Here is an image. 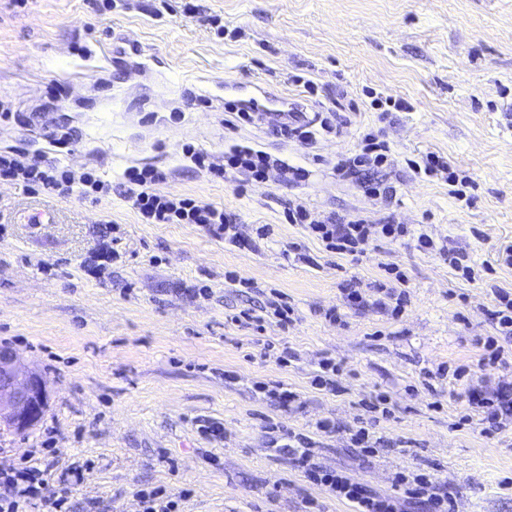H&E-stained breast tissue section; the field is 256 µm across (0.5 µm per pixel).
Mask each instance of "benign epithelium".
<instances>
[{
	"label": "benign epithelium",
	"instance_id": "7a95c632",
	"mask_svg": "<svg viewBox=\"0 0 512 512\" xmlns=\"http://www.w3.org/2000/svg\"><path fill=\"white\" fill-rule=\"evenodd\" d=\"M48 404L47 381L16 352L0 347V432L35 426Z\"/></svg>",
	"mask_w": 512,
	"mask_h": 512
}]
</instances>
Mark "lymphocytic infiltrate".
I'll return each instance as SVG.
<instances>
[{
    "mask_svg": "<svg viewBox=\"0 0 512 512\" xmlns=\"http://www.w3.org/2000/svg\"><path fill=\"white\" fill-rule=\"evenodd\" d=\"M225 110L234 114L239 121L263 123L273 134L294 136L308 142L315 140L318 131H332V122L336 117V109L330 105L311 118L303 113L289 117L281 109L273 113L260 111L241 100L227 103ZM362 143L360 153L339 159L335 171L343 177L359 178L365 194L376 196L381 192V184L367 178L366 173L371 169L389 166L391 159L385 142L377 140L374 134H365ZM183 153L198 169L216 178L242 176L264 181L275 173L283 181L296 182L307 176L303 168L272 158L268 153L251 147L231 146L227 153L228 161L224 164L217 161L214 155L191 144L184 145ZM123 177L127 183L126 199L142 223L196 224L223 238L229 246H250V239L244 237L238 226L230 222L223 208L184 194L155 192V184L163 178L155 167L132 166L124 171ZM0 180H11L28 191L42 190L61 198L77 192L82 197L98 201L112 193L111 183L102 180L94 170L86 168L77 171L48 161L43 155L26 152L0 155ZM288 221L304 226L327 250L340 255L355 254L359 246L373 240L394 242L410 235L423 251L436 250L446 256L449 265L461 272L464 278L473 275L466 254L448 246H436L425 232L413 233L401 224L390 221L378 223L360 215L349 219L333 216L322 218L302 204L289 208ZM492 293L495 305L488 315L497 335L488 338L486 342L488 355L485 362L496 365L504 360L505 344H512V291L496 287ZM466 394L470 408L484 416L486 425L482 429L483 434L493 435L506 423H512V388L501 386L489 394L470 388ZM287 439V447L305 477L327 487L336 499L348 505L349 512H402L403 500L420 497L426 499L431 512H455L452 498L438 491L437 481L432 475L397 474L400 496H380L355 478L313 467L310 463L312 442L309 436L291 432ZM44 485V472L36 465L21 468L0 466V512H27L32 500L43 499ZM43 501L45 512H73V506L66 495Z\"/></svg>",
    "mask_w": 512,
    "mask_h": 512,
    "instance_id": "obj_1",
    "label": "lymphocytic infiltrate"
}]
</instances>
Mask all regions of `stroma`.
Masks as SVG:
<instances>
[{
    "label": "stroma",
    "mask_w": 512,
    "mask_h": 512,
    "mask_svg": "<svg viewBox=\"0 0 512 512\" xmlns=\"http://www.w3.org/2000/svg\"><path fill=\"white\" fill-rule=\"evenodd\" d=\"M115 2L0 0V99L31 117L0 123V152H39L112 184L110 198L93 202L0 181V346L48 384L40 421L0 434V463L33 459L49 473L44 496L64 489L96 501V512H142L145 487L181 495V512H348L297 469L280 439L290 429L311 436L316 467L374 493L395 494L397 473L426 472L456 512H512V424L488 437L460 421L466 386L512 381L511 366L478 365L495 333L491 289L512 291V267L496 260L512 241V0H202L196 15L168 0L160 17V0ZM254 85L311 95V114L316 101L335 103L337 129L311 144L225 124V102ZM381 94L412 111L381 113ZM54 121L72 128V152L43 137ZM371 130L399 161L380 175L387 197L333 171ZM235 142L310 178L213 180L183 159L188 143L219 155ZM429 152L468 177L471 202L443 178L413 174L409 161ZM135 164L166 172L158 191L222 207L255 246L227 249L195 224L141 223L122 177ZM298 199L325 215H391L426 229L467 253L481 277L463 278L409 238L371 243L354 258L327 251L289 223ZM34 210L53 223H24ZM105 220L118 258L95 279L81 263ZM388 264L405 276L402 315L350 305L344 283L394 286ZM277 297L294 310L288 328L233 322ZM332 309L339 321L328 319ZM285 350L294 359L284 366ZM326 358L342 370L335 390L318 391L311 381ZM280 383L299 400L272 398ZM378 392L388 414L362 408ZM322 419L335 431H317ZM212 422L222 437L205 433ZM363 423L384 448L353 445L350 431ZM74 466L81 480L61 487Z\"/></svg>",
    "instance_id": "stroma-1"
}]
</instances>
